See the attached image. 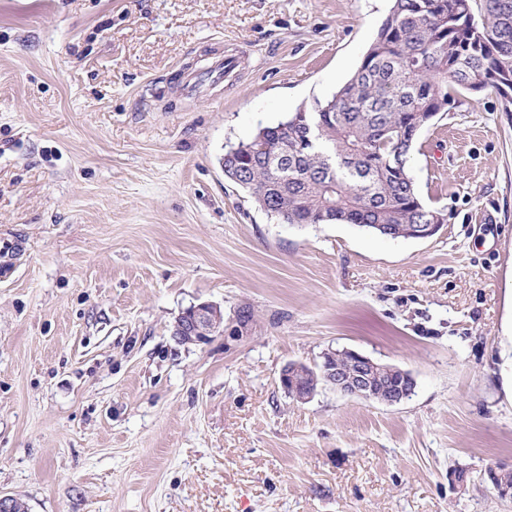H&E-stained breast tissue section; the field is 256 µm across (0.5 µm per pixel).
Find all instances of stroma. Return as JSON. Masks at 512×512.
Wrapping results in <instances>:
<instances>
[{
  "mask_svg": "<svg viewBox=\"0 0 512 512\" xmlns=\"http://www.w3.org/2000/svg\"><path fill=\"white\" fill-rule=\"evenodd\" d=\"M391 0H0V494L28 512H512V112L410 156L432 238L281 224L229 145L326 100ZM234 77L189 94L217 58ZM210 302L198 345L176 317ZM249 321H241V311ZM350 348L385 405L279 377ZM465 467V484L450 479ZM173 334L181 344H199L224 329V314L212 303H200L183 311L176 318Z\"/></svg>",
  "mask_w": 512,
  "mask_h": 512,
  "instance_id": "obj_1",
  "label": "stroma"
}]
</instances>
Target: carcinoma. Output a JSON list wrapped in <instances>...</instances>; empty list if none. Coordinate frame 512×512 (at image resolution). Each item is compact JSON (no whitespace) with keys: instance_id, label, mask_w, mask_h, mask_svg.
Masks as SVG:
<instances>
[{"instance_id":"1","label":"carcinoma","mask_w":512,"mask_h":512,"mask_svg":"<svg viewBox=\"0 0 512 512\" xmlns=\"http://www.w3.org/2000/svg\"><path fill=\"white\" fill-rule=\"evenodd\" d=\"M512 84V0H393L361 65L332 98L224 153V175L283 224L404 228L440 212L409 168L452 94Z\"/></svg>"}]
</instances>
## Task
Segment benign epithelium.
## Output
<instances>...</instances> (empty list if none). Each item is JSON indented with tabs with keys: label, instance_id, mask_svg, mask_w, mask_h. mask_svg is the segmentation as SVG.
I'll return each mask as SVG.
<instances>
[{
	"label": "benign epithelium",
	"instance_id": "7a95c632",
	"mask_svg": "<svg viewBox=\"0 0 512 512\" xmlns=\"http://www.w3.org/2000/svg\"><path fill=\"white\" fill-rule=\"evenodd\" d=\"M224 328V314L220 307L212 303H200L183 311L176 318L173 334L181 344H199L205 342L210 335ZM350 355L348 367L336 366L333 360L336 351L328 349L322 354V361L313 367L301 363H291L284 367L280 374L283 390L295 400L306 402L315 393L308 384L310 379H320L337 392L351 397L379 402L386 405H397L411 395V387L415 385L413 375L400 368H390L356 350L348 349ZM393 370L399 373L402 381L392 385L385 380V372ZM507 468L491 469L487 476L503 497L512 496V486L503 480Z\"/></svg>",
	"mask_w": 512,
	"mask_h": 512
}]
</instances>
